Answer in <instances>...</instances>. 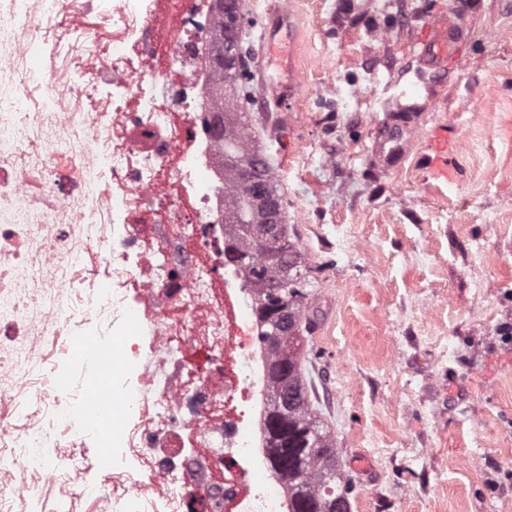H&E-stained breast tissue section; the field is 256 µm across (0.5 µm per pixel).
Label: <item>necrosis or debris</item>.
<instances>
[{"mask_svg":"<svg viewBox=\"0 0 512 512\" xmlns=\"http://www.w3.org/2000/svg\"><path fill=\"white\" fill-rule=\"evenodd\" d=\"M213 20L212 0H0V512H78L89 491L100 512H288L252 300L224 263ZM92 315L124 339L104 476L73 463L42 376Z\"/></svg>","mask_w":512,"mask_h":512,"instance_id":"necrosis-or-debris-1","label":"necrosis or debris"}]
</instances>
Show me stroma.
I'll list each match as a JSON object with an SVG mask.
<instances>
[{
  "instance_id": "stroma-1",
  "label": "stroma",
  "mask_w": 512,
  "mask_h": 512,
  "mask_svg": "<svg viewBox=\"0 0 512 512\" xmlns=\"http://www.w3.org/2000/svg\"><path fill=\"white\" fill-rule=\"evenodd\" d=\"M462 2L465 59L435 70L411 48L418 13L452 0H288L299 93L278 111L246 81L249 127L310 267L302 354L350 512H512V0ZM242 4L255 69L268 4ZM364 68L372 80L336 111ZM389 78L406 111L384 108ZM442 126L456 135L448 185L421 163ZM402 128L407 158L385 169L381 146ZM76 426L111 472L110 430Z\"/></svg>"
}]
</instances>
